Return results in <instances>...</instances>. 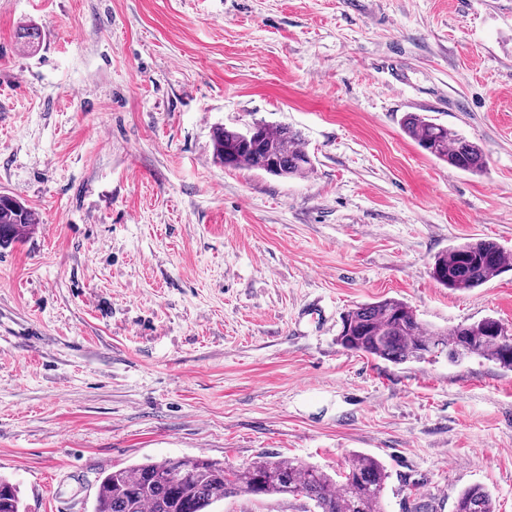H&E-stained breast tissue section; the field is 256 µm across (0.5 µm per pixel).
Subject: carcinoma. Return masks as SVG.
Here are the masks:
<instances>
[{"instance_id":"cac0c4a2","label":"carcinoma","mask_w":512,"mask_h":512,"mask_svg":"<svg viewBox=\"0 0 512 512\" xmlns=\"http://www.w3.org/2000/svg\"><path fill=\"white\" fill-rule=\"evenodd\" d=\"M20 44L33 49L36 27L17 32ZM403 129L418 146L449 166L480 174L486 167L481 148L448 127L408 112ZM213 159L238 169H259L283 178L300 177L312 167L301 134L284 125L256 122L246 129L221 126L213 131ZM36 223L32 209L0 194V246L23 240ZM512 270V254L489 240L453 245L435 257L432 276L454 290L478 288ZM498 319L484 318L452 328L428 329L413 309L397 299L357 306L342 317L337 343L345 350L394 364L424 362L444 353L453 362L477 357L512 371V336ZM389 474L366 454L352 455L333 477L315 467L280 458L260 459L239 468L209 458L147 460L115 470L99 484L94 512H210L213 504L239 496H302L317 512H385ZM0 512H25L19 485L0 475ZM454 512H495L491 494L480 485L458 495Z\"/></svg>"}]
</instances>
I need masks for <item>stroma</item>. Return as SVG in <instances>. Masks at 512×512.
<instances>
[{
    "instance_id": "stroma-1",
    "label": "stroma",
    "mask_w": 512,
    "mask_h": 512,
    "mask_svg": "<svg viewBox=\"0 0 512 512\" xmlns=\"http://www.w3.org/2000/svg\"><path fill=\"white\" fill-rule=\"evenodd\" d=\"M409 112L486 171L423 151ZM256 121L299 131L312 169L213 162L214 127ZM0 193L38 218L0 247V473L27 512H92L148 459L332 474L354 453L389 471L386 512H453L475 484L512 512V371L336 342L384 298L512 328V271L430 273L465 241L512 252V0H0ZM403 129L422 150L453 168L480 174L486 167L481 148L447 126L409 112L403 118Z\"/></svg>"
}]
</instances>
